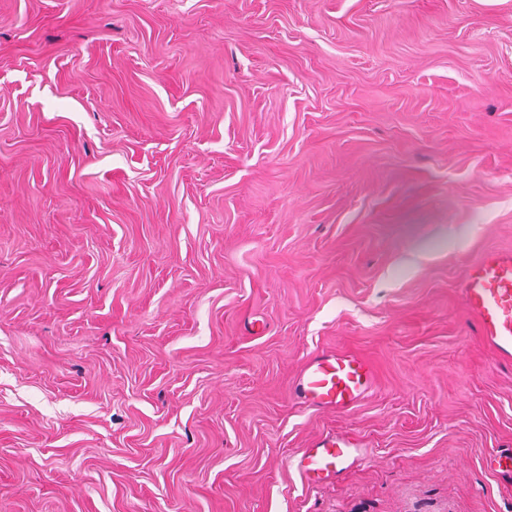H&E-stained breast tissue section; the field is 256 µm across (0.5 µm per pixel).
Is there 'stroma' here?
<instances>
[{"label": "stroma", "mask_w": 512, "mask_h": 512, "mask_svg": "<svg viewBox=\"0 0 512 512\" xmlns=\"http://www.w3.org/2000/svg\"><path fill=\"white\" fill-rule=\"evenodd\" d=\"M491 251L512 0H0V512H512ZM463 291L486 342L512 360V252H490L470 265ZM374 369L350 352H327L311 358L301 369L297 397L312 409L349 411L372 388ZM363 459L357 436L333 431L322 434L305 448L296 466L309 484H317L335 478Z\"/></svg>", "instance_id": "obj_1"}]
</instances>
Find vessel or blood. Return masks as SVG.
<instances>
[{"mask_svg": "<svg viewBox=\"0 0 512 512\" xmlns=\"http://www.w3.org/2000/svg\"><path fill=\"white\" fill-rule=\"evenodd\" d=\"M463 291L471 315L486 342L512 360V252H491L470 265ZM374 369L350 352H327L311 358L301 369L297 397L312 409L350 410L373 385ZM362 444L352 434L327 432L314 440L296 466L311 484L333 479L363 460Z\"/></svg>", "mask_w": 512, "mask_h": 512, "instance_id": "vessel-or-blood-1", "label": "vessel or blood"}]
</instances>
